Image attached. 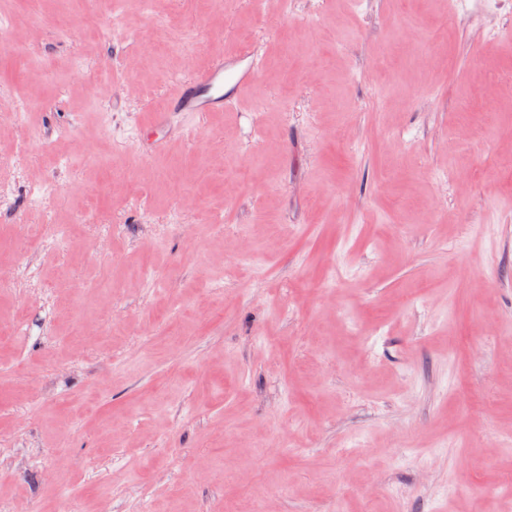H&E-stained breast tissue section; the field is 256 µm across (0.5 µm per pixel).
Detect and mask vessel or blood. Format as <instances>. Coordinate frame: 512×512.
<instances>
[{
	"label": "vessel or blood",
	"mask_w": 512,
	"mask_h": 512,
	"mask_svg": "<svg viewBox=\"0 0 512 512\" xmlns=\"http://www.w3.org/2000/svg\"><path fill=\"white\" fill-rule=\"evenodd\" d=\"M258 73L255 49L218 56L207 69L177 83L165 108L153 113L151 125L156 129L167 127L175 112H220L228 105L243 103Z\"/></svg>",
	"instance_id": "vessel-or-blood-1"
}]
</instances>
